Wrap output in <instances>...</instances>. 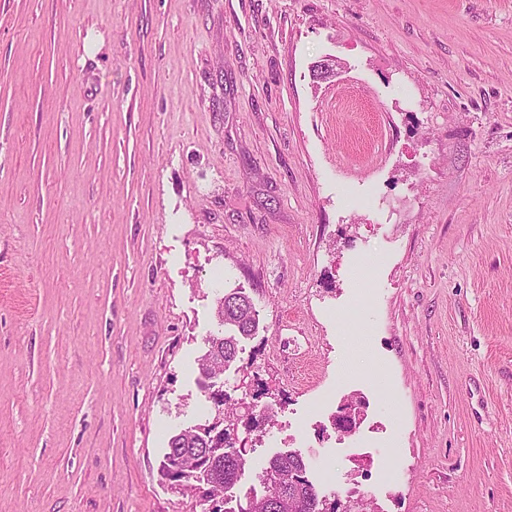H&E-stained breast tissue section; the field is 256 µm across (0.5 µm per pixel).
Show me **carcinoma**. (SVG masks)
Here are the masks:
<instances>
[{"label": "carcinoma", "instance_id": "cac0c4a2", "mask_svg": "<svg viewBox=\"0 0 512 512\" xmlns=\"http://www.w3.org/2000/svg\"><path fill=\"white\" fill-rule=\"evenodd\" d=\"M221 300L222 325L233 334L224 337L219 350L210 346L207 353L227 368L238 356V338L255 335L259 318L251 315L255 309L252 299L237 289L224 293ZM201 385L213 407L224 410V425H233L247 435L262 432L266 422L259 411L246 413L226 391L214 393L205 381ZM248 455L246 447L226 445V434L218 433L212 424L197 425L170 436L161 477L171 488H188L215 505L228 489L235 486L243 489L248 484ZM303 468L307 464L297 450L271 456L257 474L263 490L244 492V498L250 501L247 512H325L329 498L308 475L298 474Z\"/></svg>", "mask_w": 512, "mask_h": 512}]
</instances>
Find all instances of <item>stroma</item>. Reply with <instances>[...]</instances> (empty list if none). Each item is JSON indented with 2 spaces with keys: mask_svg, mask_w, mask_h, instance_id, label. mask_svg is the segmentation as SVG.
Here are the masks:
<instances>
[{
  "mask_svg": "<svg viewBox=\"0 0 512 512\" xmlns=\"http://www.w3.org/2000/svg\"><path fill=\"white\" fill-rule=\"evenodd\" d=\"M235 288L253 472L512 512V0H0V512H202ZM223 300L224 304V321L221 320L224 330L229 329L234 332V335L224 336V342L219 348V351H215L213 345H210V337L206 340L208 349L199 360L201 361L206 355L219 360L220 364L224 366V370L232 365L238 356V337L248 338L254 336L259 326V313L252 299L239 291L233 289L230 292H225L224 295L219 299V303ZM254 311L256 318L251 315L250 311ZM208 353V354H207Z\"/></svg>",
  "mask_w": 512,
  "mask_h": 512,
  "instance_id": "35a3bbf8",
  "label": "stroma"
}]
</instances>
